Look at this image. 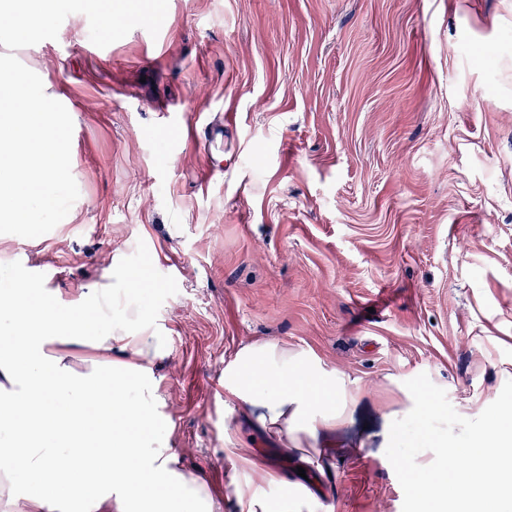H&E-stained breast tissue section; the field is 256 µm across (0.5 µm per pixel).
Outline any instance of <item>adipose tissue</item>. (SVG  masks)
Instances as JSON below:
<instances>
[{"label": "adipose tissue", "instance_id": "adipose-tissue-1", "mask_svg": "<svg viewBox=\"0 0 512 512\" xmlns=\"http://www.w3.org/2000/svg\"><path fill=\"white\" fill-rule=\"evenodd\" d=\"M138 285L117 267L65 294L30 279L0 292V512H215L205 479L169 446L154 370L168 339L133 306ZM224 395L296 446L349 411L335 372L276 342L237 352ZM240 467L241 512H297L261 497L260 483L279 480L262 459Z\"/></svg>", "mask_w": 512, "mask_h": 512}]
</instances>
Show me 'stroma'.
Wrapping results in <instances>:
<instances>
[{"instance_id": "1", "label": "stroma", "mask_w": 512, "mask_h": 512, "mask_svg": "<svg viewBox=\"0 0 512 512\" xmlns=\"http://www.w3.org/2000/svg\"><path fill=\"white\" fill-rule=\"evenodd\" d=\"M0 53L68 103L79 189L52 231L0 234V290L148 280L130 299L169 339L170 443L218 512H240L249 453L299 512H402L406 381L474 418L512 380V0H58L21 42L0 18ZM219 116L222 139L191 134ZM256 341L344 380L330 458L226 400Z\"/></svg>"}]
</instances>
